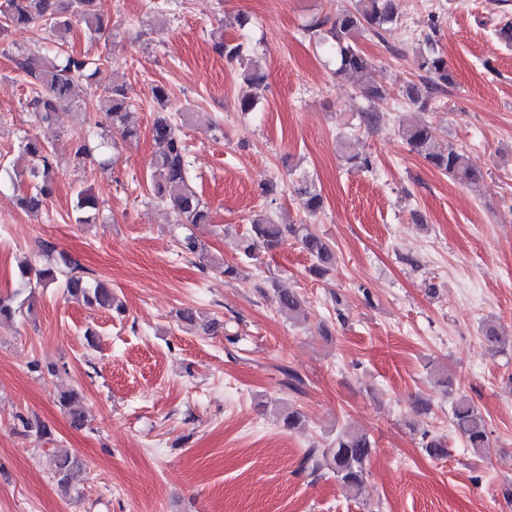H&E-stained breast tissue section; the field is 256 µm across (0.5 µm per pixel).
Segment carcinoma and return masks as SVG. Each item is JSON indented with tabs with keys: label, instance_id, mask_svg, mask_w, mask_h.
Here are the masks:
<instances>
[{
	"label": "carcinoma",
	"instance_id": "1",
	"mask_svg": "<svg viewBox=\"0 0 512 512\" xmlns=\"http://www.w3.org/2000/svg\"><path fill=\"white\" fill-rule=\"evenodd\" d=\"M394 0H355L353 8L336 15L333 30L336 32L337 73L354 81L367 97H378L382 90L365 84V77L371 63L358 47L343 41V36L360 29L369 28L376 36L381 31L396 24ZM84 26L90 37L101 33L103 18L98 9L97 0H0V32L12 28L41 24L48 31L49 41L55 51L48 56L21 55L16 60L18 68L33 77L41 90L29 101V106L41 119L48 121L62 107L80 108L83 101L74 94L75 81L85 76L92 64L87 56H76L67 50L68 37L73 23ZM215 50L229 60L243 57L244 43L222 41ZM419 70L426 74L424 88L413 84L406 90L407 98L414 104L426 109L430 95L443 90L452 83V76L445 58L435 48V40L426 35L423 45L415 53ZM97 107L112 121V126L122 130L123 137L133 139L137 132L126 126L128 104L124 92L118 85L100 93ZM152 138L159 145V151L149 163L150 185L155 199L170 204L177 214L180 224H206L209 213L207 206L187 183L189 161L186 146L177 126L164 112L157 113L152 129ZM401 136L432 167L448 175L449 178L468 186H475L479 174L473 169L467 151L464 148L448 147V151L436 149L432 127L422 123L401 130ZM23 153L32 157L34 165L30 176L34 185L20 199L21 205L30 213H37L52 193L56 178L53 165V150L42 142L25 137L20 142ZM298 191L307 196L309 213L315 215L323 206V197L316 187L302 181ZM76 207L84 213L80 222H92L90 213L97 208V201L88 189H80L76 194ZM287 237L296 239L303 250L313 258L311 272L323 279L336 263L333 246L326 238L314 232L308 224H278L265 213L251 223V232L242 247L241 262L254 259L261 248L272 249ZM59 285L66 293L91 307L108 311H121L112 291L87 275V271L67 254L60 252L56 257L39 269L35 279L29 272L21 271V289L48 288ZM265 287L272 288L275 300L282 311L300 318L305 308L292 290L279 286L275 280H269ZM484 343L489 350L497 352L506 345L497 326L488 323L482 331ZM59 404L67 412L71 423L82 426L84 409L80 395L69 390L60 395ZM452 424L466 444L478 456L490 447L487 423L481 412L465 396H459L451 407ZM422 448L432 457L447 454V446L442 438L430 433L422 434ZM373 452V442L366 433L354 430H342L326 448L313 446L307 449L302 458V466L311 473L322 475L329 472L336 476L347 491L360 492L365 465ZM76 460L67 452L55 451L49 455L50 472L57 485L63 490L71 489Z\"/></svg>",
	"mask_w": 512,
	"mask_h": 512
}]
</instances>
